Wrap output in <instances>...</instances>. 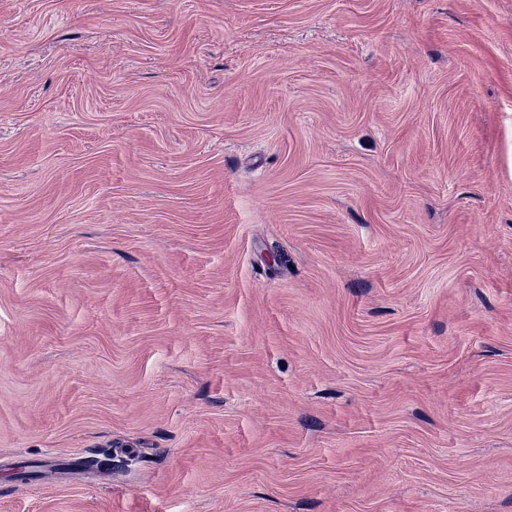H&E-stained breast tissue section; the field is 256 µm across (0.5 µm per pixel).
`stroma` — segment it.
<instances>
[{
	"mask_svg": "<svg viewBox=\"0 0 512 512\" xmlns=\"http://www.w3.org/2000/svg\"><path fill=\"white\" fill-rule=\"evenodd\" d=\"M0 512H512V0H0Z\"/></svg>",
	"mask_w": 512,
	"mask_h": 512,
	"instance_id": "1",
	"label": "stroma"
}]
</instances>
